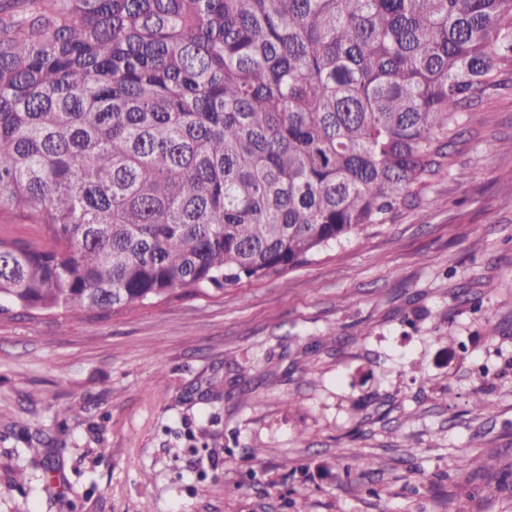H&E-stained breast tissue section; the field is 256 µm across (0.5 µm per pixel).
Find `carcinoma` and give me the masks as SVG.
<instances>
[{
	"label": "carcinoma",
	"mask_w": 512,
	"mask_h": 512,
	"mask_svg": "<svg viewBox=\"0 0 512 512\" xmlns=\"http://www.w3.org/2000/svg\"><path fill=\"white\" fill-rule=\"evenodd\" d=\"M509 70L512 0H0V313L281 278L448 170Z\"/></svg>",
	"instance_id": "obj_1"
}]
</instances>
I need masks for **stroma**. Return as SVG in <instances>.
<instances>
[{
	"instance_id": "35a3bbf8",
	"label": "stroma",
	"mask_w": 512,
	"mask_h": 512,
	"mask_svg": "<svg viewBox=\"0 0 512 512\" xmlns=\"http://www.w3.org/2000/svg\"><path fill=\"white\" fill-rule=\"evenodd\" d=\"M460 122L418 207L283 278L0 314V512H512V87Z\"/></svg>"
}]
</instances>
